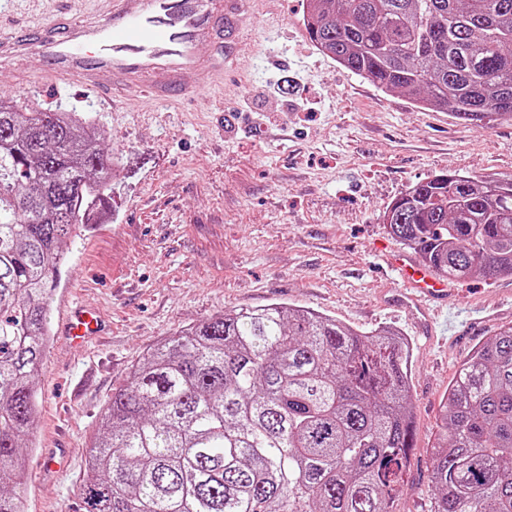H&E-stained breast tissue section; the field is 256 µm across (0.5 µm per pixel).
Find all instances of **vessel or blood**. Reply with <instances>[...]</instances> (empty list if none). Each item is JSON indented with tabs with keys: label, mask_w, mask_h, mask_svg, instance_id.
<instances>
[{
	"label": "vessel or blood",
	"mask_w": 512,
	"mask_h": 512,
	"mask_svg": "<svg viewBox=\"0 0 512 512\" xmlns=\"http://www.w3.org/2000/svg\"><path fill=\"white\" fill-rule=\"evenodd\" d=\"M104 13L68 17L20 32H0V66L39 57L43 76L113 96L132 95L167 106L206 90L240 49L245 0H105ZM420 306L447 301V278L403 255L389 258ZM91 311L71 308L64 334L73 344L99 335Z\"/></svg>",
	"instance_id": "b4317fda"
}]
</instances>
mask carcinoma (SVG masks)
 <instances>
[{
	"mask_svg": "<svg viewBox=\"0 0 512 512\" xmlns=\"http://www.w3.org/2000/svg\"><path fill=\"white\" fill-rule=\"evenodd\" d=\"M318 50L464 122L512 119V0H306ZM107 133L0 99V512H24L36 377L60 264L112 182ZM390 232L452 281L512 276V177L445 174ZM410 345L278 303L178 331L112 391L81 512H392L414 427ZM430 512H512V326L460 368Z\"/></svg>",
	"mask_w": 512,
	"mask_h": 512,
	"instance_id": "obj_1",
	"label": "carcinoma"
}]
</instances>
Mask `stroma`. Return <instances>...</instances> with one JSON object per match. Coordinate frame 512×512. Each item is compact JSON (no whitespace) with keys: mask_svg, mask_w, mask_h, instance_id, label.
<instances>
[{"mask_svg":"<svg viewBox=\"0 0 512 512\" xmlns=\"http://www.w3.org/2000/svg\"><path fill=\"white\" fill-rule=\"evenodd\" d=\"M96 0H5L0 30L77 15ZM231 75L155 107L63 81L0 96L79 113L112 137V188L62 267L54 331L37 377L25 512H78L80 477L114 388L186 326L283 303L411 344L414 447L393 512H429L431 446L448 387L473 352L512 325V278L458 281L453 332L400 303L387 264L405 252L390 204L440 174L512 176V120L477 126L386 93L309 40L306 0H252ZM98 310L105 335L82 347L57 329L71 305Z\"/></svg>","mask_w":512,"mask_h":512,"instance_id":"35a3bbf8","label":"stroma"}]
</instances>
